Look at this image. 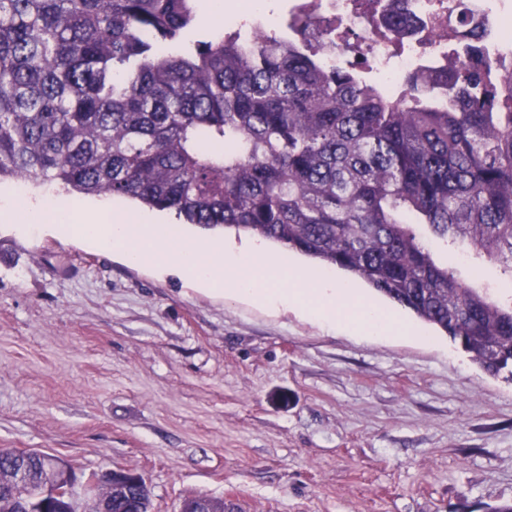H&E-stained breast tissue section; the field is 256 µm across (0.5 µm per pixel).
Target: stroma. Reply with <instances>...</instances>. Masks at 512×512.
Listing matches in <instances>:
<instances>
[{"instance_id":"stroma-1","label":"stroma","mask_w":512,"mask_h":512,"mask_svg":"<svg viewBox=\"0 0 512 512\" xmlns=\"http://www.w3.org/2000/svg\"><path fill=\"white\" fill-rule=\"evenodd\" d=\"M512 301V278L436 239ZM410 336L329 331L0 223V448L124 469L151 512H490L512 502V379L405 309Z\"/></svg>"}]
</instances>
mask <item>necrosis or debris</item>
<instances>
[{
	"label": "necrosis or debris",
	"mask_w": 512,
	"mask_h": 512,
	"mask_svg": "<svg viewBox=\"0 0 512 512\" xmlns=\"http://www.w3.org/2000/svg\"><path fill=\"white\" fill-rule=\"evenodd\" d=\"M385 2L289 0L288 10L294 17H310L307 38L334 39L336 50L326 55V64H335L339 51L353 49L377 74L379 86L391 95L402 90L412 73L442 63V47L454 39L462 12L471 13L485 36L478 42H461V52L475 54L490 43L512 51V0H410L415 23L398 43L386 34Z\"/></svg>",
	"instance_id": "1"
}]
</instances>
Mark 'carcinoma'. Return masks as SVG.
Segmentation results:
<instances>
[{
  "label": "carcinoma",
  "mask_w": 512,
  "mask_h": 512,
  "mask_svg": "<svg viewBox=\"0 0 512 512\" xmlns=\"http://www.w3.org/2000/svg\"><path fill=\"white\" fill-rule=\"evenodd\" d=\"M194 0H0V183L174 211L337 268L484 371L512 369V302L438 263L428 233L512 278V61L479 54L388 98L333 44L222 35L167 55ZM384 7L400 41L402 4ZM464 37L482 31L459 17ZM136 484L112 512H147Z\"/></svg>",
  "instance_id": "carcinoma-1"
}]
</instances>
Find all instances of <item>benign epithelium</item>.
I'll return each instance as SVG.
<instances>
[{
  "label": "benign epithelium",
  "instance_id": "obj_1",
  "mask_svg": "<svg viewBox=\"0 0 512 512\" xmlns=\"http://www.w3.org/2000/svg\"><path fill=\"white\" fill-rule=\"evenodd\" d=\"M31 457H37L43 462L40 479L43 489L40 496L35 499L17 495V490L28 484V478L23 467L11 470L5 486L17 496L16 512H43L48 502L53 503L57 512H78L75 509V502L82 497L94 502L90 512H112L113 484L124 481L126 477L132 478L137 484L142 480L137 473L113 469L79 477L70 464L59 456L31 449L12 450V458L20 462H25Z\"/></svg>",
  "mask_w": 512,
  "mask_h": 512
}]
</instances>
